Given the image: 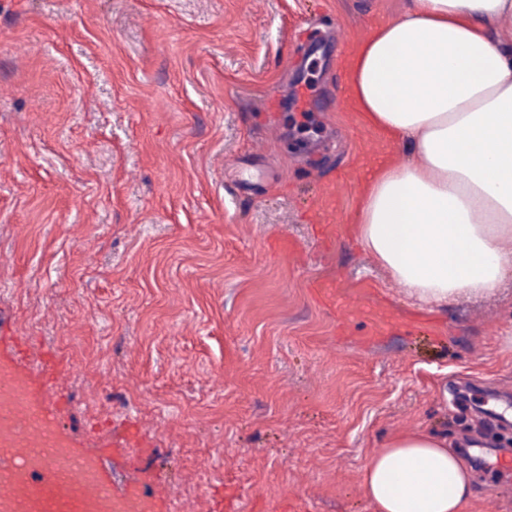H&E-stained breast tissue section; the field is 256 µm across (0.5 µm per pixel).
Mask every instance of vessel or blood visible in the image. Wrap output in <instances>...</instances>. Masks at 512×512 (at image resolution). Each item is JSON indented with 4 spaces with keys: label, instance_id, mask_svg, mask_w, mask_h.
Instances as JSON below:
<instances>
[{
    "label": "vessel or blood",
    "instance_id": "obj_1",
    "mask_svg": "<svg viewBox=\"0 0 512 512\" xmlns=\"http://www.w3.org/2000/svg\"><path fill=\"white\" fill-rule=\"evenodd\" d=\"M55 380L33 382L17 357H0V512H157L158 494H114L99 455L63 432Z\"/></svg>",
    "mask_w": 512,
    "mask_h": 512
}]
</instances>
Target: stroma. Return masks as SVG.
Segmentation results:
<instances>
[{
  "mask_svg": "<svg viewBox=\"0 0 512 512\" xmlns=\"http://www.w3.org/2000/svg\"><path fill=\"white\" fill-rule=\"evenodd\" d=\"M406 0H0V355L161 512H373L397 433L512 512V272L409 298L356 240L343 65Z\"/></svg>",
  "mask_w": 512,
  "mask_h": 512,
  "instance_id": "stroma-1",
  "label": "stroma"
}]
</instances>
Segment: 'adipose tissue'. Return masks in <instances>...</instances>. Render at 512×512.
Wrapping results in <instances>:
<instances>
[{
	"mask_svg": "<svg viewBox=\"0 0 512 512\" xmlns=\"http://www.w3.org/2000/svg\"><path fill=\"white\" fill-rule=\"evenodd\" d=\"M512 0H408L351 53L361 121L405 145L366 174L353 222L361 245L409 297L489 296L512 271ZM374 512H470V473L445 437L395 435L369 459Z\"/></svg>",
	"mask_w": 512,
	"mask_h": 512,
	"instance_id": "ef3b65f1",
	"label": "adipose tissue"
}]
</instances>
